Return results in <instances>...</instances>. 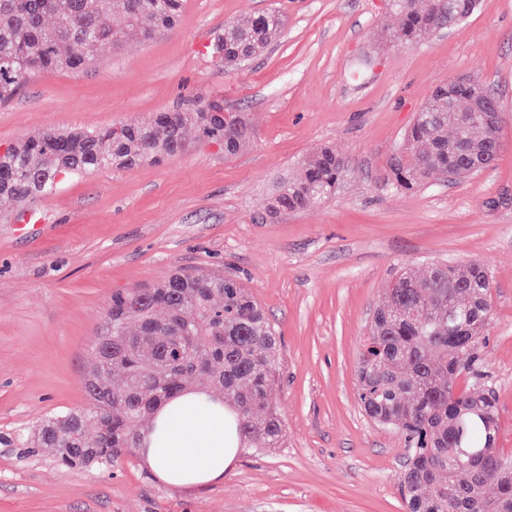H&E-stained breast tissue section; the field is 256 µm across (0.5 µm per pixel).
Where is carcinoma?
<instances>
[{
	"instance_id": "carcinoma-1",
	"label": "carcinoma",
	"mask_w": 512,
	"mask_h": 512,
	"mask_svg": "<svg viewBox=\"0 0 512 512\" xmlns=\"http://www.w3.org/2000/svg\"><path fill=\"white\" fill-rule=\"evenodd\" d=\"M183 0H0V103L13 99L35 74L80 71L110 48L148 40L173 28ZM397 24L382 43L407 47L457 13L455 0H392ZM122 16L119 26L105 18ZM283 15H249L224 24L210 51L241 66L279 37ZM472 93L448 98L434 88L388 161L385 186L409 191L435 175L476 173L470 157L494 164L488 152L495 126L480 111L465 112ZM223 99L194 98L146 121L68 132L46 129L0 150V196L29 204L64 176L107 167L156 164L181 153L187 130L229 157L254 136L242 112L219 113ZM341 160L329 147L276 183L273 214L299 212L336 193ZM492 281L479 263H439L417 276L404 270L385 288L358 362L357 396L365 414L400 431L408 461L399 476L407 512H512V457L496 448V397L457 389L460 376L481 375L479 344L492 315ZM281 339L264 310L237 279L206 270L176 272L163 282L112 295L91 343L85 378L88 403L44 419L34 445L68 468H107L141 447L142 421L200 375L224 392L237 413L242 447H281L284 422L273 401ZM124 387L112 390V374ZM95 437H88L89 429ZM493 493H488V490Z\"/></svg>"
}]
</instances>
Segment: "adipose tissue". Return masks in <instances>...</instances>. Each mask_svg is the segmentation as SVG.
Here are the masks:
<instances>
[{
	"label": "adipose tissue",
	"instance_id": "1",
	"mask_svg": "<svg viewBox=\"0 0 512 512\" xmlns=\"http://www.w3.org/2000/svg\"><path fill=\"white\" fill-rule=\"evenodd\" d=\"M199 391H184L156 416L159 431L145 433L141 454L164 482L200 486L221 478L239 454L224 414L201 406Z\"/></svg>",
	"mask_w": 512,
	"mask_h": 512
}]
</instances>
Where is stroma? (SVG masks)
I'll list each match as a JSON object with an SVG mask.
<instances>
[{
  "mask_svg": "<svg viewBox=\"0 0 512 512\" xmlns=\"http://www.w3.org/2000/svg\"><path fill=\"white\" fill-rule=\"evenodd\" d=\"M280 10L268 49L234 70L209 53L226 22ZM388 0H185L176 27L80 72L33 77L0 104V147L46 128L145 119L220 97L256 136L233 158L190 142L157 165L66 177L28 207L0 202V512H407L396 430L356 397L374 310L397 271L479 263L492 318L477 386L497 400L512 453V0L410 47H381ZM480 80L502 111L496 163L456 182L384 188L387 160L432 89ZM343 160L336 194L270 215L276 181L321 147ZM239 279L282 338L274 399L281 447L240 451L204 486L159 480L140 451L105 469L65 468L35 448L48 415L85 407L91 341L112 295L174 269Z\"/></svg>",
  "mask_w": 512,
  "mask_h": 512,
  "instance_id": "stroma-1",
  "label": "stroma"
}]
</instances>
